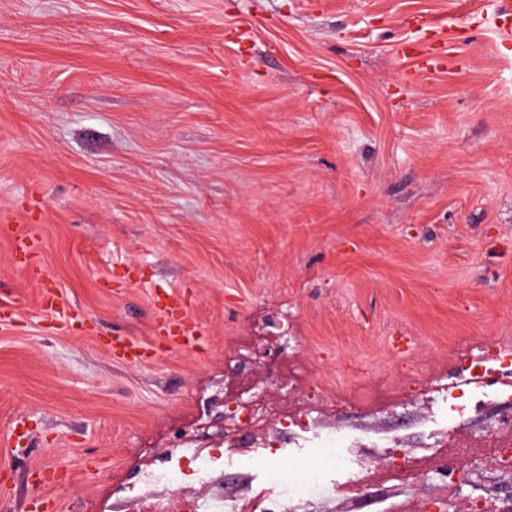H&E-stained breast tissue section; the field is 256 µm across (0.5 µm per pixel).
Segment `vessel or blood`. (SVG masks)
I'll return each instance as SVG.
<instances>
[{"mask_svg": "<svg viewBox=\"0 0 512 512\" xmlns=\"http://www.w3.org/2000/svg\"><path fill=\"white\" fill-rule=\"evenodd\" d=\"M41 305L45 310L56 313L61 325L73 326L80 316L72 310L59 295L54 283L47 276H39ZM151 305L154 314V345L125 334L113 332L104 347L114 361L124 363H145L157 359L162 351L198 350L204 343L203 333L190 313L189 301L183 293L170 289L155 288L151 291Z\"/></svg>", "mask_w": 512, "mask_h": 512, "instance_id": "1", "label": "vessel or blood"}]
</instances>
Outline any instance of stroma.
<instances>
[{
    "label": "stroma",
    "mask_w": 512,
    "mask_h": 512,
    "mask_svg": "<svg viewBox=\"0 0 512 512\" xmlns=\"http://www.w3.org/2000/svg\"><path fill=\"white\" fill-rule=\"evenodd\" d=\"M504 0H0V213L40 244L83 319L68 331L0 234V512L54 467L60 512H168L221 493L241 512H468L502 484L480 447L502 407L439 426L436 382L481 339L512 344V39ZM441 54L414 71L398 47ZM136 265L141 285L128 282ZM184 290L196 353L118 363L151 338L150 291ZM263 360L243 363L242 347ZM274 413L224 440L241 388ZM322 435L367 465L334 483L284 412L303 390ZM20 429L34 444L16 456ZM271 453L257 456L256 437ZM472 451L449 492L436 466ZM178 448L239 456L212 486L146 488ZM101 462L94 474L85 460ZM323 472L292 498L301 471ZM279 477L274 501L258 493Z\"/></svg>",
    "instance_id": "obj_1"
}]
</instances>
